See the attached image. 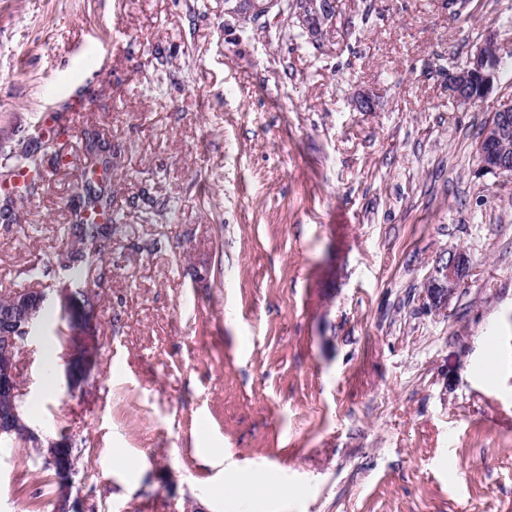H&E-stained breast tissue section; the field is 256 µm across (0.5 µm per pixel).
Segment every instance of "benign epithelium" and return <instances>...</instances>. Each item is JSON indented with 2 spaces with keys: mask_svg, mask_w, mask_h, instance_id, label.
<instances>
[{
  "mask_svg": "<svg viewBox=\"0 0 512 512\" xmlns=\"http://www.w3.org/2000/svg\"><path fill=\"white\" fill-rule=\"evenodd\" d=\"M254 0H225L224 12L237 17L265 16L277 11L284 16L281 0H265L259 9ZM290 22L323 39L336 29V0H303L294 6ZM500 56L492 36L477 44L464 64L448 73V93L461 108L479 106L498 88ZM481 170L495 175H512V99H507L492 113L476 143ZM470 271V258L463 249L448 252L437 261L422 285L423 299L436 312L446 309L455 290ZM60 305L68 310L69 334L79 331L95 313L94 306L77 305L70 288L59 289ZM48 299L44 290L25 291L11 296L7 309L0 313V437L5 436L32 448L44 464L55 468L58 479L72 480L77 470L73 456L64 452L71 441L43 437L26 422L20 405L18 348L21 341L40 327V313Z\"/></svg>",
  "mask_w": 512,
  "mask_h": 512,
  "instance_id": "7a95c632",
  "label": "benign epithelium"
}]
</instances>
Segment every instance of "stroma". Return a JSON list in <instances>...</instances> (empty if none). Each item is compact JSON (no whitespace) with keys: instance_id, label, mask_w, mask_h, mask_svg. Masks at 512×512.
Masks as SVG:
<instances>
[{"instance_id":"35a3bbf8","label":"stroma","mask_w":512,"mask_h":512,"mask_svg":"<svg viewBox=\"0 0 512 512\" xmlns=\"http://www.w3.org/2000/svg\"><path fill=\"white\" fill-rule=\"evenodd\" d=\"M488 35L499 88L465 110L448 71ZM510 97L512 0H338L313 43L224 0H0V167L28 146L46 173L0 217V296L64 280L68 113L111 136L123 216L96 317L45 363L49 297L18 356L23 403L55 382L29 425L79 472L0 447V512H242L220 487L259 469L293 493L253 512H512V177L474 150ZM455 248L472 272L438 314L421 285Z\"/></svg>"}]
</instances>
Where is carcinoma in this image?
Masks as SVG:
<instances>
[{
  "instance_id": "obj_1",
  "label": "carcinoma",
  "mask_w": 512,
  "mask_h": 512,
  "mask_svg": "<svg viewBox=\"0 0 512 512\" xmlns=\"http://www.w3.org/2000/svg\"><path fill=\"white\" fill-rule=\"evenodd\" d=\"M84 136L83 150L91 157L95 170L83 176L78 203L69 212L67 223L60 228L64 238L80 243L81 247L67 249L58 258V268L67 272L69 285L79 296L86 291L88 273L96 272L100 279L107 274L103 267L105 256L102 241L112 237L119 220V216L112 215V140L94 125L86 128ZM37 163L35 155L23 149L14 155L12 163L0 171V185L3 186L7 206L14 204L16 194L34 197L42 191L43 180L38 178L18 191L13 188L16 170Z\"/></svg>"
}]
</instances>
